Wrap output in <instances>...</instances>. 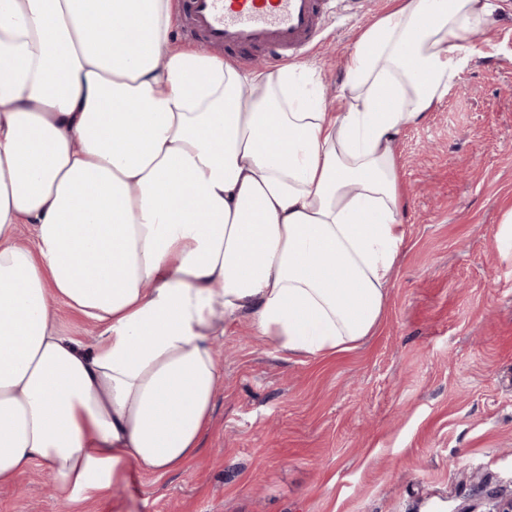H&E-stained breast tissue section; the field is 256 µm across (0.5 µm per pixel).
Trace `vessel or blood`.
Masks as SVG:
<instances>
[{
	"label": "vessel or blood",
	"instance_id": "1",
	"mask_svg": "<svg viewBox=\"0 0 512 512\" xmlns=\"http://www.w3.org/2000/svg\"><path fill=\"white\" fill-rule=\"evenodd\" d=\"M329 0H185L184 28L209 47L300 56L319 34Z\"/></svg>",
	"mask_w": 512,
	"mask_h": 512
}]
</instances>
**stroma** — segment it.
Instances as JSON below:
<instances>
[{
    "label": "stroma",
    "mask_w": 512,
    "mask_h": 512,
    "mask_svg": "<svg viewBox=\"0 0 512 512\" xmlns=\"http://www.w3.org/2000/svg\"><path fill=\"white\" fill-rule=\"evenodd\" d=\"M389 0H332L296 63L328 103L358 34ZM443 100L396 140L403 256L378 329L324 357L240 321L183 468L68 508L41 464L0 487V512H495L512 499V13Z\"/></svg>",
    "instance_id": "stroma-1"
}]
</instances>
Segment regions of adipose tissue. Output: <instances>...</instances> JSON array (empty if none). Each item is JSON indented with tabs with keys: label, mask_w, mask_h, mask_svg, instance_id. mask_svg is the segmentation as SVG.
I'll list each match as a JSON object with an SVG mask.
<instances>
[{
	"label": "adipose tissue",
	"mask_w": 512,
	"mask_h": 512,
	"mask_svg": "<svg viewBox=\"0 0 512 512\" xmlns=\"http://www.w3.org/2000/svg\"><path fill=\"white\" fill-rule=\"evenodd\" d=\"M176 0H0V486L88 502L198 452L248 318L291 354L379 325L406 238L394 144L442 101L492 0H392L335 109L301 68L171 40ZM29 241H22L21 226ZM64 304L94 321L66 335Z\"/></svg>",
	"instance_id": "obj_1"
}]
</instances>
